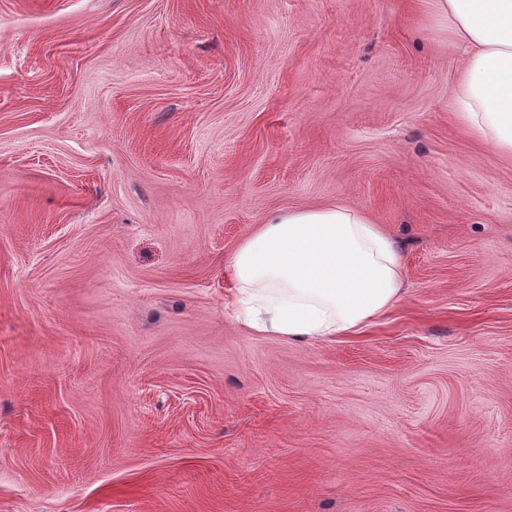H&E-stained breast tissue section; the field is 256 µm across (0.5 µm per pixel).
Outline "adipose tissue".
Returning <instances> with one entry per match:
<instances>
[{
	"mask_svg": "<svg viewBox=\"0 0 512 512\" xmlns=\"http://www.w3.org/2000/svg\"><path fill=\"white\" fill-rule=\"evenodd\" d=\"M425 18L462 51L460 122L512 158V0H419ZM245 325L261 336L322 342L359 331L401 298L393 238L343 205L270 213L228 262Z\"/></svg>",
	"mask_w": 512,
	"mask_h": 512,
	"instance_id": "1",
	"label": "adipose tissue"
}]
</instances>
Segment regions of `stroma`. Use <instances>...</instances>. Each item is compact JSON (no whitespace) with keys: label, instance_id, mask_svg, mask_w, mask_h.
<instances>
[{"label":"stroma","instance_id":"obj_1","mask_svg":"<svg viewBox=\"0 0 512 512\" xmlns=\"http://www.w3.org/2000/svg\"><path fill=\"white\" fill-rule=\"evenodd\" d=\"M417 0H0V512H512V159ZM343 204L404 294L323 343L225 265Z\"/></svg>","mask_w":512,"mask_h":512}]
</instances>
